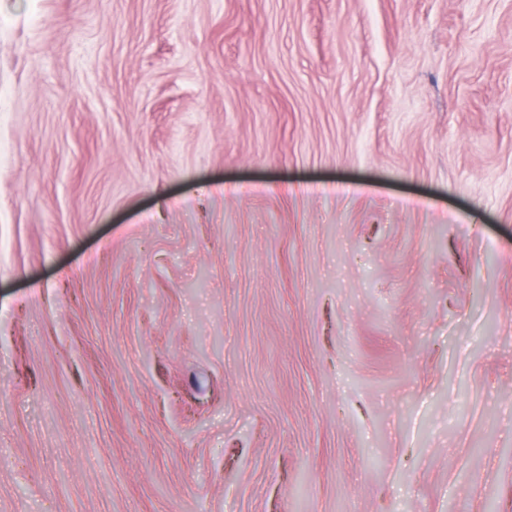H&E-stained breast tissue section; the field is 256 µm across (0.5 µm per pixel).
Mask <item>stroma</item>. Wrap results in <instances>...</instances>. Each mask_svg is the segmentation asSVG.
<instances>
[{"label":"stroma","instance_id":"stroma-1","mask_svg":"<svg viewBox=\"0 0 512 512\" xmlns=\"http://www.w3.org/2000/svg\"><path fill=\"white\" fill-rule=\"evenodd\" d=\"M0 512H512V0H0Z\"/></svg>","mask_w":512,"mask_h":512}]
</instances>
